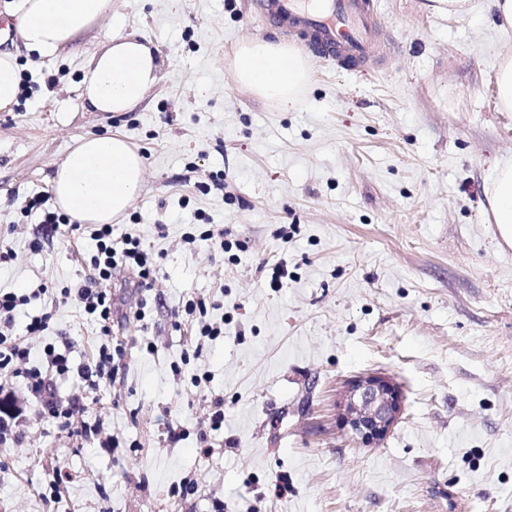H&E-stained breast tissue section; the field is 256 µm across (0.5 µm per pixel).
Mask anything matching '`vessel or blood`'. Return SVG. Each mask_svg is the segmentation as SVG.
Segmentation results:
<instances>
[{
  "mask_svg": "<svg viewBox=\"0 0 512 512\" xmlns=\"http://www.w3.org/2000/svg\"><path fill=\"white\" fill-rule=\"evenodd\" d=\"M269 24L287 25L319 57L366 61L378 41L373 0H261Z\"/></svg>",
  "mask_w": 512,
  "mask_h": 512,
  "instance_id": "1",
  "label": "vessel or blood"
}]
</instances>
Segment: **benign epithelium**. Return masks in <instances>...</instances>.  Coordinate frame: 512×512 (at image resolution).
I'll use <instances>...</instances> for the list:
<instances>
[{
  "label": "benign epithelium",
  "mask_w": 512,
  "mask_h": 512,
  "mask_svg": "<svg viewBox=\"0 0 512 512\" xmlns=\"http://www.w3.org/2000/svg\"><path fill=\"white\" fill-rule=\"evenodd\" d=\"M402 415L401 393L390 378L368 374L350 382L342 424L357 439L369 444L381 442Z\"/></svg>",
  "instance_id": "1"
}]
</instances>
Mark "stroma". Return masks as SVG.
Wrapping results in <instances>:
<instances>
[{"mask_svg": "<svg viewBox=\"0 0 512 512\" xmlns=\"http://www.w3.org/2000/svg\"><path fill=\"white\" fill-rule=\"evenodd\" d=\"M476 2L451 18L430 0H374L381 55L344 69L309 54L311 81L289 110L234 81L241 39L300 45L256 0H112L51 58L18 31L0 37L35 85L0 111V291L53 298L88 277L87 230L45 238L25 204L49 193L81 139L105 133L125 135L145 167L112 236L140 238L159 267L149 292L126 275L102 284L126 352L119 385L94 393L85 418L105 416L119 447L29 415L27 449L0 451V512H213L217 498L224 512H512V247L482 191L512 159L495 83L512 30ZM129 33L155 53L157 82L132 111L89 110L88 60ZM206 222L223 226L230 251L183 244ZM280 262L288 276L269 287ZM197 295L215 302L224 334L185 366L191 335L175 312ZM46 312L43 343L68 338L76 364L96 356L99 325L68 305L26 306L15 335ZM197 372L209 380L188 392ZM367 373L404 395L375 446L337 420L348 382ZM217 397L224 425L207 456L199 433ZM172 427L185 431L175 444ZM58 469L71 479L49 505ZM191 473L197 492L172 495Z\"/></svg>", "mask_w": 512, "mask_h": 512, "instance_id": "obj_1", "label": "stroma"}]
</instances>
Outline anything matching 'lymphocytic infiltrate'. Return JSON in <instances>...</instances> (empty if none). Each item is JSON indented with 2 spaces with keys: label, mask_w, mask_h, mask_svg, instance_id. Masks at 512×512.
Listing matches in <instances>:
<instances>
[{
  "label": "lymphocytic infiltrate",
  "mask_w": 512,
  "mask_h": 512,
  "mask_svg": "<svg viewBox=\"0 0 512 512\" xmlns=\"http://www.w3.org/2000/svg\"><path fill=\"white\" fill-rule=\"evenodd\" d=\"M96 250L88 264L93 271L91 277L75 287L61 291L62 303L74 304L82 313L97 322L104 337L97 355L92 361L75 366L70 360V341L62 345L46 344L38 364H31L30 349L40 341L49 327L48 316L31 319L25 335L13 332L14 321L22 307L38 300L39 291L0 292V446L21 451L25 434L21 427L26 418L30 401H37L40 420L55 423L57 428L71 436L86 437L102 448L118 446L119 437L114 434L104 418H95L86 423L83 416L87 411L86 401L101 386L115 384L118 370L117 359L123 358L125 348L122 342L111 341L112 297L101 289V282L110 280L117 271L132 273L139 279L141 287L154 288L158 266L152 253L141 240L132 236L113 239L112 227L98 225L91 232ZM210 302L198 296L187 300L182 307L186 322L195 329L196 341L192 348L193 357H200L205 342L215 340L224 333V325L212 320ZM78 376L79 384L68 397L57 393V382L71 376ZM22 379V388H15L14 379Z\"/></svg>",
  "instance_id": "f902f5d3"
}]
</instances>
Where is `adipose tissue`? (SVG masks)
<instances>
[{"label":"adipose tissue","instance_id":"ef3b65f1","mask_svg":"<svg viewBox=\"0 0 512 512\" xmlns=\"http://www.w3.org/2000/svg\"><path fill=\"white\" fill-rule=\"evenodd\" d=\"M111 10V0H10L7 11L26 47L55 55ZM232 70L237 83L280 106L296 104L310 80V67L293 48L258 39L240 41ZM158 66L137 35L112 36L88 61L81 96L93 111L132 110L156 81ZM144 162L117 133L82 139L50 178L57 208L82 224H108L124 215L137 196ZM489 213L502 241L512 246V161H501L483 186Z\"/></svg>","mask_w":512,"mask_h":512}]
</instances>
